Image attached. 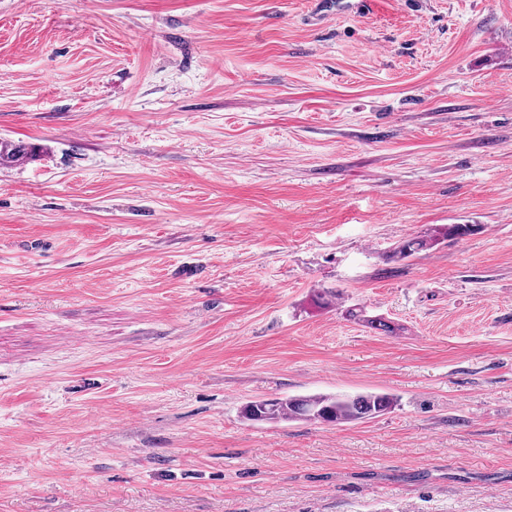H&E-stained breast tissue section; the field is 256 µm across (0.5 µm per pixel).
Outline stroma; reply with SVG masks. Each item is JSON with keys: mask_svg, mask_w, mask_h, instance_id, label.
<instances>
[{"mask_svg": "<svg viewBox=\"0 0 512 512\" xmlns=\"http://www.w3.org/2000/svg\"><path fill=\"white\" fill-rule=\"evenodd\" d=\"M342 2L0 0V512H512V0ZM40 147L31 144L15 143L13 141H0V165L22 164L35 158ZM473 227L474 225L472 224H448L446 227L432 230V232L420 237H413L403 241L396 247L394 253L400 258H408L432 249L439 244L440 238H458L470 235L474 229ZM396 403L393 395L383 392L355 396L319 393L251 401L240 413L255 423L310 421L341 425L378 417Z\"/></svg>", "mask_w": 512, "mask_h": 512, "instance_id": "obj_1", "label": "stroma"}]
</instances>
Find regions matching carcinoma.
Wrapping results in <instances>:
<instances>
[{
    "label": "carcinoma",
    "mask_w": 512,
    "mask_h": 512,
    "mask_svg": "<svg viewBox=\"0 0 512 512\" xmlns=\"http://www.w3.org/2000/svg\"><path fill=\"white\" fill-rule=\"evenodd\" d=\"M39 152L40 148L35 145L1 140L0 165L22 164L35 158ZM472 231L471 224H448L403 241L396 247L395 254L408 258L432 249L441 239L463 237ZM347 314L370 328L394 332L391 325L380 318L365 315V311L359 307L348 309ZM396 403L393 395L383 392L355 396L319 393L251 401L242 407L241 416L255 423L310 421L341 425L378 417L391 410Z\"/></svg>",
    "instance_id": "1"
}]
</instances>
